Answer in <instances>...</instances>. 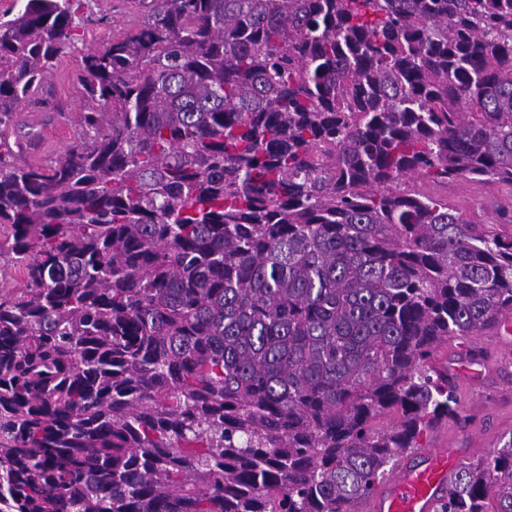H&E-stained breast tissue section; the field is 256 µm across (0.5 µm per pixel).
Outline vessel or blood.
<instances>
[{
  "mask_svg": "<svg viewBox=\"0 0 512 512\" xmlns=\"http://www.w3.org/2000/svg\"><path fill=\"white\" fill-rule=\"evenodd\" d=\"M459 453L454 448H426L414 463L401 465L362 512H433L448 487Z\"/></svg>",
  "mask_w": 512,
  "mask_h": 512,
  "instance_id": "obj_1",
  "label": "vessel or blood"
}]
</instances>
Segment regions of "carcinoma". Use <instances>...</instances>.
Here are the masks:
<instances>
[{
    "label": "carcinoma",
    "instance_id": "cac0c4a2",
    "mask_svg": "<svg viewBox=\"0 0 512 512\" xmlns=\"http://www.w3.org/2000/svg\"><path fill=\"white\" fill-rule=\"evenodd\" d=\"M75 2L0 14V512H355L512 313V233L403 188L512 186V0H150L26 163ZM437 512H512V436Z\"/></svg>",
    "mask_w": 512,
    "mask_h": 512
}]
</instances>
